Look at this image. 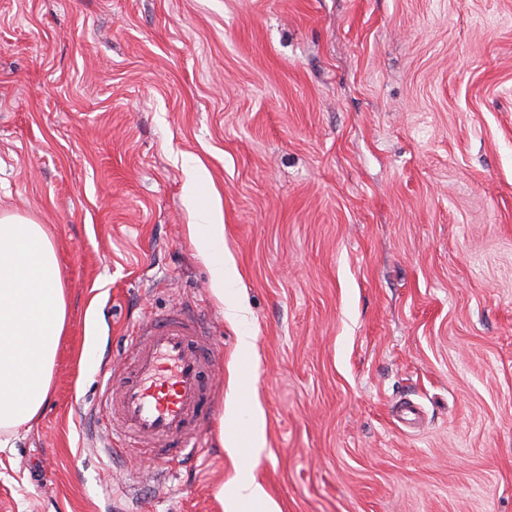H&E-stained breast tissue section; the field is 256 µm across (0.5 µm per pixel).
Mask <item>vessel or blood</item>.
Returning <instances> with one entry per match:
<instances>
[{
    "label": "vessel or blood",
    "instance_id": "b4317fda",
    "mask_svg": "<svg viewBox=\"0 0 512 512\" xmlns=\"http://www.w3.org/2000/svg\"><path fill=\"white\" fill-rule=\"evenodd\" d=\"M209 343L200 315L182 307L137 324L128 363L105 390L112 432L125 446L164 463L203 456L199 431L213 408Z\"/></svg>",
    "mask_w": 512,
    "mask_h": 512
}]
</instances>
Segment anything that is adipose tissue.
Here are the masks:
<instances>
[{"instance_id": "ef3b65f1", "label": "adipose tissue", "mask_w": 512, "mask_h": 512, "mask_svg": "<svg viewBox=\"0 0 512 512\" xmlns=\"http://www.w3.org/2000/svg\"><path fill=\"white\" fill-rule=\"evenodd\" d=\"M66 321L61 268L51 236L30 218L0 217V433L35 421L50 389L58 341ZM240 395L220 420L238 455L265 446L263 411L248 373Z\"/></svg>"}]
</instances>
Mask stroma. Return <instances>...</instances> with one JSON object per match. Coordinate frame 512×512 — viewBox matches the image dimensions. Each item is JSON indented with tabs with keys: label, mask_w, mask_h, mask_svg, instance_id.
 Masks as SVG:
<instances>
[{
	"label": "stroma",
	"mask_w": 512,
	"mask_h": 512,
	"mask_svg": "<svg viewBox=\"0 0 512 512\" xmlns=\"http://www.w3.org/2000/svg\"><path fill=\"white\" fill-rule=\"evenodd\" d=\"M0 215L46 225L67 295L0 512H225L233 297L277 512H512V0H0ZM180 305L220 412L161 464L118 451L104 377ZM203 224H190V237L196 242L198 249L206 256L211 254L216 244V232L223 225L221 214L215 209H208L204 213ZM238 277L236 266L231 258H224L221 253L213 265L212 284L216 295H223L224 285L236 281ZM227 310L230 316L237 319L243 326H245L241 336H239V343L242 351L249 355L254 347L255 336H253L252 332L246 327V308L240 300L233 299L228 302Z\"/></svg>",
	"instance_id": "1"
}]
</instances>
